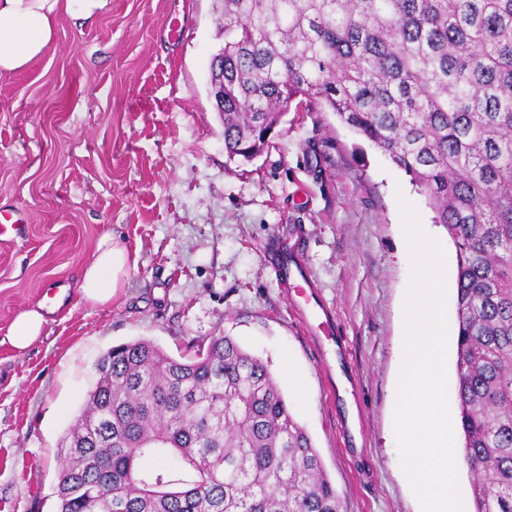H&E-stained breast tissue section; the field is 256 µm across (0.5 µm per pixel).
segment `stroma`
Returning a JSON list of instances; mask_svg holds the SVG:
<instances>
[{
	"mask_svg": "<svg viewBox=\"0 0 512 512\" xmlns=\"http://www.w3.org/2000/svg\"><path fill=\"white\" fill-rule=\"evenodd\" d=\"M218 32L215 0H110L89 22L61 16L40 61L0 76V208L28 214L25 236L0 238V512H53L58 444L109 348L147 339L190 357L224 334L280 381L345 512H421L394 434L409 281L397 195L451 283L454 247L409 176L326 105L292 102L268 150L229 158L208 95ZM107 232L136 265L97 306L76 284ZM299 237L339 327L322 344L272 266L275 242ZM59 283L69 305L16 353L14 317ZM285 356L304 393L283 384Z\"/></svg>",
	"mask_w": 512,
	"mask_h": 512,
	"instance_id": "stroma-1",
	"label": "stroma"
}]
</instances>
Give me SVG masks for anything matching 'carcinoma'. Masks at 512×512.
Instances as JSON below:
<instances>
[{
    "mask_svg": "<svg viewBox=\"0 0 512 512\" xmlns=\"http://www.w3.org/2000/svg\"><path fill=\"white\" fill-rule=\"evenodd\" d=\"M224 150L298 97L423 190L456 255L453 398L471 512H512V0H221ZM59 442L56 512H342L269 367L231 336L189 359L108 349Z\"/></svg>",
    "mask_w": 512,
    "mask_h": 512,
    "instance_id": "1",
    "label": "carcinoma"
}]
</instances>
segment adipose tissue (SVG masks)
<instances>
[{
    "label": "adipose tissue",
    "instance_id": "obj_1",
    "mask_svg": "<svg viewBox=\"0 0 512 512\" xmlns=\"http://www.w3.org/2000/svg\"><path fill=\"white\" fill-rule=\"evenodd\" d=\"M110 0H0V75L28 69L54 42L57 21L66 14L88 20L103 13ZM134 262L126 246L113 235H103L79 282L83 298L95 305L111 303L125 285ZM47 325L43 307L20 311L8 333L11 346L25 351Z\"/></svg>",
    "mask_w": 512,
    "mask_h": 512
}]
</instances>
